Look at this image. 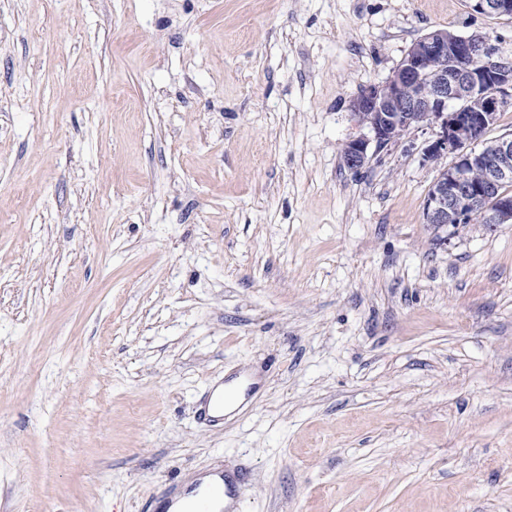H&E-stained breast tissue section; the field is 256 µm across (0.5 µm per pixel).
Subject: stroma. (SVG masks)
I'll return each mask as SVG.
<instances>
[{
	"label": "stroma",
	"instance_id": "obj_1",
	"mask_svg": "<svg viewBox=\"0 0 512 512\" xmlns=\"http://www.w3.org/2000/svg\"><path fill=\"white\" fill-rule=\"evenodd\" d=\"M471 0H0V512H512V224L350 101ZM239 381L223 421L199 411ZM369 142L364 138L349 141L343 149L344 164L351 170L358 171L368 162ZM197 482V483H196ZM195 486L189 491L183 492L181 495L170 500L169 503L164 505L168 509V512H180V511H193L194 505L197 500L201 498L210 499V487L219 486L224 490L223 496H221L216 502H210L212 511H219L224 507V496L229 495L234 497L236 506L234 511H240L243 507L244 491H227L224 489V479L220 473H212L202 477L195 478L189 482V485ZM209 507L202 506L199 510L193 512H208Z\"/></svg>",
	"mask_w": 512,
	"mask_h": 512
}]
</instances>
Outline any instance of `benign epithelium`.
<instances>
[{
    "label": "benign epithelium",
    "instance_id": "benign-epithelium-1",
    "mask_svg": "<svg viewBox=\"0 0 512 512\" xmlns=\"http://www.w3.org/2000/svg\"><path fill=\"white\" fill-rule=\"evenodd\" d=\"M484 15L512 13V0H472ZM512 99V57L481 34L462 36L433 30L417 39L391 76L362 89L351 100L359 124L386 146L420 126L439 127L425 149L437 160L452 155L453 165L433 184L425 206L428 224H469L482 214L490 224L512 223V197L497 194L499 181L512 175V136L490 145L482 172L474 176L478 155L472 145L495 121L499 108ZM369 142L349 141L344 164L358 171L368 162Z\"/></svg>",
    "mask_w": 512,
    "mask_h": 512
}]
</instances>
